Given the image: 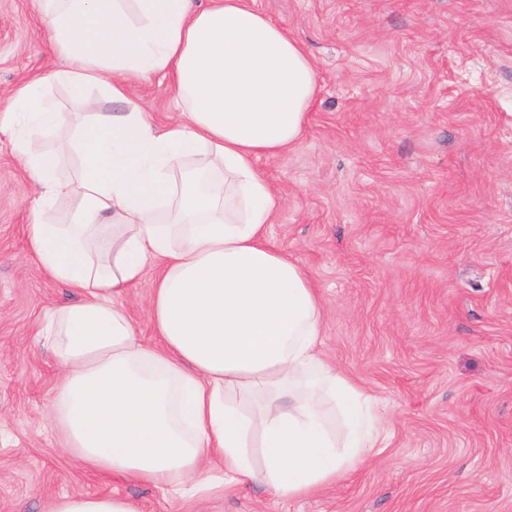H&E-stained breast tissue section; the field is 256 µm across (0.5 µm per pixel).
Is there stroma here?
Wrapping results in <instances>:
<instances>
[{
	"label": "stroma",
	"instance_id": "stroma-1",
	"mask_svg": "<svg viewBox=\"0 0 512 512\" xmlns=\"http://www.w3.org/2000/svg\"><path fill=\"white\" fill-rule=\"evenodd\" d=\"M312 58L306 134L257 163L284 206L271 240L324 302L322 354L383 407V448L288 499L252 483L206 501L83 466L47 413L60 375L35 336L76 302L33 258L34 188L0 135V512L118 494L141 512H512V0H257ZM40 0H0V108L62 69ZM159 127L173 89L138 80ZM79 129L45 141L82 173Z\"/></svg>",
	"mask_w": 512,
	"mask_h": 512
}]
</instances>
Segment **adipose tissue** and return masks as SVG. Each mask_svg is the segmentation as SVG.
Segmentation results:
<instances>
[{"mask_svg": "<svg viewBox=\"0 0 512 512\" xmlns=\"http://www.w3.org/2000/svg\"><path fill=\"white\" fill-rule=\"evenodd\" d=\"M43 24L68 60L55 80L77 96L103 87L120 106L89 113L76 182L58 177L60 157L42 147L68 121L43 80L0 113L36 188L31 249L79 295L37 331L61 366L49 417L66 449L97 470L198 497L227 480L290 498L336 482L377 447V405L325 363L321 297L270 240L283 199L257 167L302 140L313 60L256 0H46ZM158 73L179 114L164 130L130 85ZM180 162L189 175L178 183ZM154 260L148 343L119 300ZM254 397L256 411L234 404ZM50 512L139 510L118 494L77 493Z\"/></svg>", "mask_w": 512, "mask_h": 512, "instance_id": "1", "label": "adipose tissue"}]
</instances>
